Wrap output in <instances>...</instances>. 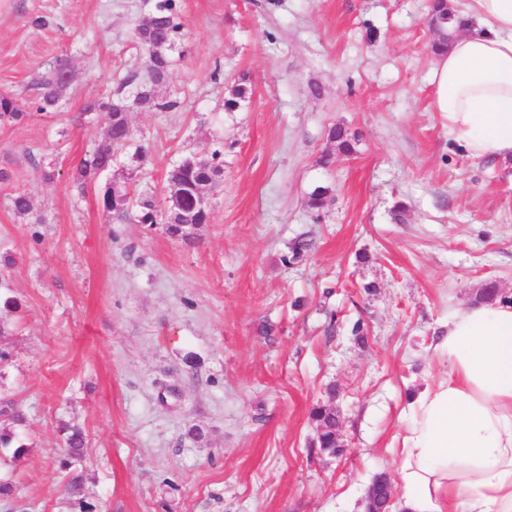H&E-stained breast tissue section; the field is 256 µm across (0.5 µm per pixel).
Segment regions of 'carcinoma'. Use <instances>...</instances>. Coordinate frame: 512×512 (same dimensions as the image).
<instances>
[{"mask_svg":"<svg viewBox=\"0 0 512 512\" xmlns=\"http://www.w3.org/2000/svg\"><path fill=\"white\" fill-rule=\"evenodd\" d=\"M453 20L448 13L446 0H435L432 6L430 23L439 34L433 50L439 52L447 46L449 35L447 25ZM135 40L146 55V77L138 80L130 76L122 81L117 93L131 83H136V95L141 101H148L159 111H170L178 107L173 99L158 98L154 87L168 82L171 64L168 51L181 39L182 24L179 19L177 0H155L153 9L145 22L134 29ZM70 69L66 59L59 58L48 71L42 73L36 83V96L27 104H20L10 95L0 94V123L21 122L33 114H47L59 102L68 84L63 81L64 71ZM91 111L106 112L109 124L106 131L107 143L81 158L77 167L79 188L105 172L112 166L115 151L124 148L132 140V131L128 122L129 106L120 97L99 98L88 106ZM329 138L336 143V151L343 156L355 152L352 139L341 127L329 131ZM224 173L222 152L213 151L202 155L198 160L190 157L171 166L166 173L165 186L180 187L182 195L165 197V208L161 209L149 198L133 197L128 186L113 187L108 182L102 187L99 202L104 211L111 214L112 223L125 224L130 220L138 224L154 226L165 225L168 235L174 238L189 239L197 227L208 223V211L196 208V192L202 189L216 188ZM317 425L324 432L317 437L319 448H329L336 444L337 413L320 406L311 413ZM23 423V415L15 403L10 400L0 401V464H15L26 452V445L21 443L17 428ZM61 431L66 433L64 459L61 466L70 468L80 462L86 446L85 435L81 427L64 423ZM69 504L78 512H97L98 505L85 494L81 478L76 476L67 483Z\"/></svg>","mask_w":512,"mask_h":512,"instance_id":"obj_1","label":"carcinoma"}]
</instances>
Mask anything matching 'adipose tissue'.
Instances as JSON below:
<instances>
[{
	"label": "adipose tissue",
	"instance_id": "1",
	"mask_svg": "<svg viewBox=\"0 0 512 512\" xmlns=\"http://www.w3.org/2000/svg\"><path fill=\"white\" fill-rule=\"evenodd\" d=\"M430 74L433 109L471 156L512 157V0H473ZM447 373L407 405L401 512H512V303L453 306Z\"/></svg>",
	"mask_w": 512,
	"mask_h": 512
}]
</instances>
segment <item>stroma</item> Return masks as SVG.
<instances>
[{"instance_id": "1", "label": "stroma", "mask_w": 512, "mask_h": 512, "mask_svg": "<svg viewBox=\"0 0 512 512\" xmlns=\"http://www.w3.org/2000/svg\"><path fill=\"white\" fill-rule=\"evenodd\" d=\"M178 5L157 94L179 107L132 106L131 142L80 192L108 126L84 106L144 75L150 2L0 0V93L29 100L60 57L73 75L56 110L0 124V285L24 316L0 396L24 409L29 447L0 512H67L74 475L99 512H365L374 477H398L391 441L441 370L449 305L491 279L512 299V159L471 157L434 112L429 0ZM335 126L358 142L325 165ZM219 148L194 239L112 223L98 202L112 180L163 200L173 163ZM320 405L342 424L333 454L313 444ZM64 422L86 436L69 470Z\"/></svg>"}]
</instances>
